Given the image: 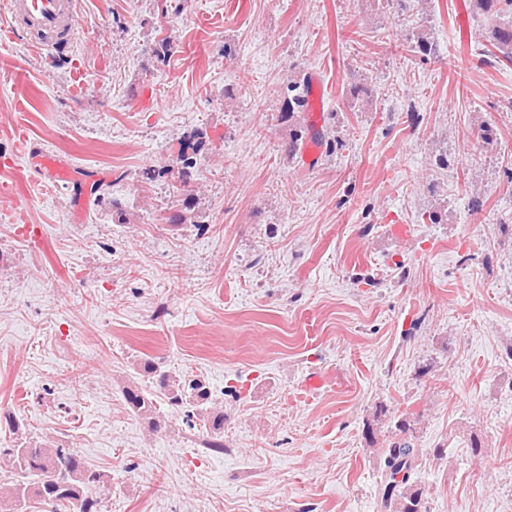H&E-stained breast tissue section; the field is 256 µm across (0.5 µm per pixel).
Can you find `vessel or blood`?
I'll use <instances>...</instances> for the list:
<instances>
[{
	"label": "vessel or blood",
	"mask_w": 512,
	"mask_h": 512,
	"mask_svg": "<svg viewBox=\"0 0 512 512\" xmlns=\"http://www.w3.org/2000/svg\"><path fill=\"white\" fill-rule=\"evenodd\" d=\"M10 15V33L27 34L35 48L62 53L75 38L78 24V0H0ZM43 178L52 183L75 180L77 172L62 158L50 153L35 157Z\"/></svg>",
	"instance_id": "obj_1"
}]
</instances>
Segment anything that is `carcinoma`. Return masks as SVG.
<instances>
[{
    "label": "carcinoma",
    "instance_id": "cac0c4a2",
    "mask_svg": "<svg viewBox=\"0 0 512 512\" xmlns=\"http://www.w3.org/2000/svg\"><path fill=\"white\" fill-rule=\"evenodd\" d=\"M473 5L487 22L489 55L512 64V0H473ZM298 89L297 84L288 86L290 95L283 101L281 118L289 119L305 110L306 99ZM206 146V135L199 131L180 143V177H189V169ZM143 370L153 376L155 387L170 405L187 409V418H196L209 430L210 439L204 447L217 452L224 449V412L208 406L211 393L204 383L163 370L151 361L143 363ZM124 397L136 413L153 409L152 400L138 388L125 390ZM394 426L400 437L383 449L382 508L384 512H429L424 489L415 480L423 449L410 434V421L401 416ZM0 460L7 462L14 475L12 485L0 486V498L11 503L13 512H25L31 502L50 508V512H102L104 473L83 461L69 445L60 442L42 447L0 440Z\"/></svg>",
    "mask_w": 512,
    "mask_h": 512
}]
</instances>
